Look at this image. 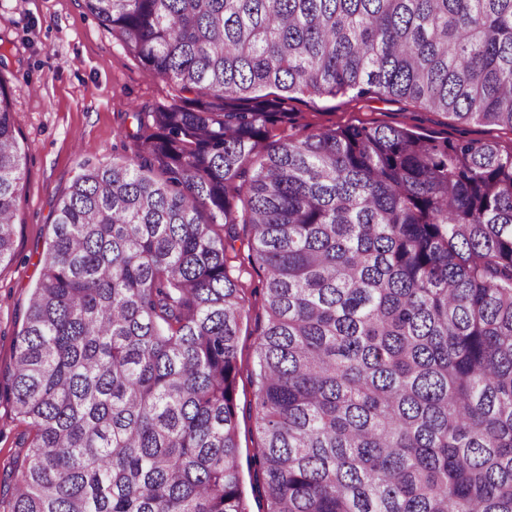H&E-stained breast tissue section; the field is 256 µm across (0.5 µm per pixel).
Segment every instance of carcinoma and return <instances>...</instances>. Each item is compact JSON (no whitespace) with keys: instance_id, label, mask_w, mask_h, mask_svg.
<instances>
[{"instance_id":"obj_1","label":"carcinoma","mask_w":512,"mask_h":512,"mask_svg":"<svg viewBox=\"0 0 512 512\" xmlns=\"http://www.w3.org/2000/svg\"><path fill=\"white\" fill-rule=\"evenodd\" d=\"M85 5L181 100L56 199L7 388L9 512H247L239 224L266 512H512V151L358 125L270 142L294 93L512 130V0ZM23 188L0 82V264ZM245 292L246 314L240 324L238 336V368L235 396L240 406L237 420L238 465L245 485V498L248 512H265L266 501L261 490L250 479L254 458L262 445L261 435L256 429L255 385L251 372L256 360L258 327L265 320L264 301L261 291V275L250 265L236 270Z\"/></svg>"}]
</instances>
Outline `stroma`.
<instances>
[{
  "mask_svg": "<svg viewBox=\"0 0 512 512\" xmlns=\"http://www.w3.org/2000/svg\"><path fill=\"white\" fill-rule=\"evenodd\" d=\"M0 77L9 92L17 141L25 156L24 189L16 202L14 258L0 264V512H6L23 459L26 426L6 394L30 295L42 273L41 257L54 219V203L85 162L124 156L136 113L179 100L176 88L145 73L85 7V0H0ZM278 140L347 125L409 128L440 140L495 143L512 150V132L478 122L444 119L417 103L385 98L297 95L288 104ZM239 280L246 314L238 336L235 396L238 465L248 512L266 501L250 471L262 439L256 429L258 328L265 320L261 275L243 266Z\"/></svg>",
  "mask_w": 512,
  "mask_h": 512,
  "instance_id": "1",
  "label": "stroma"
}]
</instances>
